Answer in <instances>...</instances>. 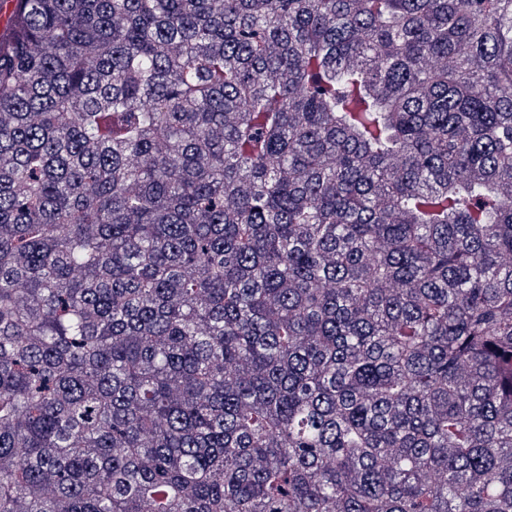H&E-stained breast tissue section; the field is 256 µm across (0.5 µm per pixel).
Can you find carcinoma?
<instances>
[{
  "label": "carcinoma",
  "instance_id": "cac0c4a2",
  "mask_svg": "<svg viewBox=\"0 0 512 512\" xmlns=\"http://www.w3.org/2000/svg\"><path fill=\"white\" fill-rule=\"evenodd\" d=\"M0 512H512V0H17Z\"/></svg>",
  "mask_w": 512,
  "mask_h": 512
}]
</instances>
